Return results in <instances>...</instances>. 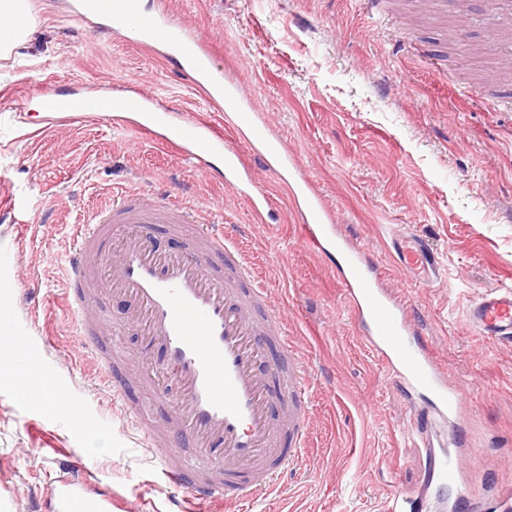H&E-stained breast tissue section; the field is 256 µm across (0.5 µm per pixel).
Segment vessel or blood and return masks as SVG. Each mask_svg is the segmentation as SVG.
Instances as JSON below:
<instances>
[{
	"label": "vessel or blood",
	"mask_w": 512,
	"mask_h": 512,
	"mask_svg": "<svg viewBox=\"0 0 512 512\" xmlns=\"http://www.w3.org/2000/svg\"><path fill=\"white\" fill-rule=\"evenodd\" d=\"M113 22L153 49L178 53L181 68L209 104L236 112L229 134L205 120L174 116L156 96L118 100L89 89L72 98L44 95L51 111L78 119L82 114L111 118L169 148L178 158L222 161L224 182L247 199L256 223H264L268 199L255 178L256 165L280 177L298 169L297 159L277 148L267 123L257 121L239 82L227 75L209 43L192 34L165 9L145 14L141 0H110ZM244 146H237V138ZM300 209L305 244L343 258L345 297L360 320L364 339L388 380L422 394L433 414L456 421L464 403L449 387L433 351L421 341L395 294L384 288L377 268L356 242H334L332 216L312 187L302 191ZM178 225L188 236L173 253L159 252L154 225ZM399 265L414 278H436L433 254L417 237L395 238ZM257 274L244 264L238 235L223 224H207L198 208L168 206L164 195L132 187L78 225L67 256L70 309L99 376L119 397L142 440L160 464L166 481L200 503L223 501L229 512L249 505L257 493L275 495L278 479L293 466L307 439L305 423L309 376L303 363L282 362L288 348L286 320ZM126 299L125 327L137 328L144 349L159 346L162 364L150 392L168 416L156 423L140 399L125 396L114 355L122 328L93 311L97 292ZM472 329L494 342L512 338V287L487 291L467 313ZM199 457L186 459L184 444ZM463 471L458 448L431 456V479L457 486ZM57 512H112L108 496L88 497L82 482L62 479L51 491Z\"/></svg>",
	"instance_id": "1"
}]
</instances>
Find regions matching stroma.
I'll list each match as a JSON object with an SVG mask.
<instances>
[{
	"mask_svg": "<svg viewBox=\"0 0 512 512\" xmlns=\"http://www.w3.org/2000/svg\"><path fill=\"white\" fill-rule=\"evenodd\" d=\"M176 20L207 37L232 67L335 215L339 236L379 261L383 284L419 320L423 338L464 392V479L476 502L512 483V339L474 333L468 307L512 287V70L495 54L487 0H165ZM25 41L0 57V295L7 282L36 289L13 301L14 333L51 380L55 402L21 398L0 377V512H51L60 472L112 496V512H171L177 492L136 425L96 373L67 311L64 265L77 224L113 192L156 175L172 197L209 208L214 224L246 226L247 258L284 308L288 343L309 365L308 440L281 477L278 496L252 512H383L391 491L441 512L427 491L428 449L439 431L427 404L391 384L361 340L337 278L338 254L302 242L290 186L257 179L270 211L255 223L248 202L148 136L93 117L56 132L41 93L68 94L122 81L159 94L179 113L226 129L174 59L129 38L98 35L68 0H30ZM419 236L438 280L408 279L392 231ZM91 429L78 432L68 410Z\"/></svg>",
	"mask_w": 512,
	"mask_h": 512,
	"instance_id": "35a3bbf8",
	"label": "stroma"
}]
</instances>
